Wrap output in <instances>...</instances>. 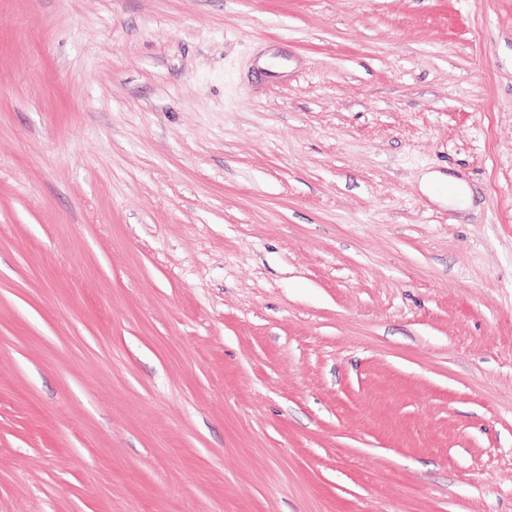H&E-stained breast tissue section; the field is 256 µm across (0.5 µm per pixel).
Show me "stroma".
Masks as SVG:
<instances>
[{
    "label": "stroma",
    "instance_id": "obj_1",
    "mask_svg": "<svg viewBox=\"0 0 512 512\" xmlns=\"http://www.w3.org/2000/svg\"><path fill=\"white\" fill-rule=\"evenodd\" d=\"M0 512H512V0H0Z\"/></svg>",
    "mask_w": 512,
    "mask_h": 512
}]
</instances>
